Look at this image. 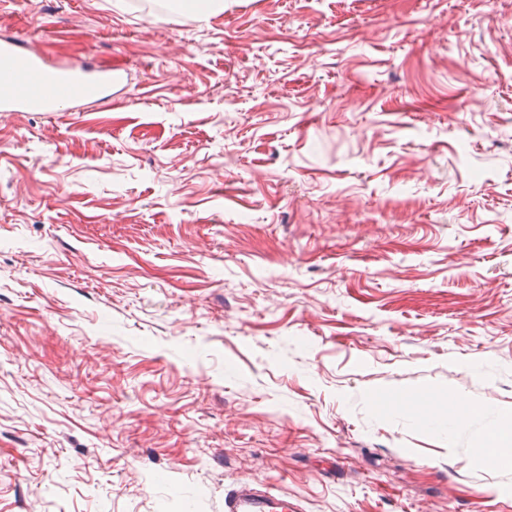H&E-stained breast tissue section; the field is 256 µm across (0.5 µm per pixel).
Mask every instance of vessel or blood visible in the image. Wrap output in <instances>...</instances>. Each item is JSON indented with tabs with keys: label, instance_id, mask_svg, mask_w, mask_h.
Returning a JSON list of instances; mask_svg holds the SVG:
<instances>
[{
	"label": "vessel or blood",
	"instance_id": "b4317fda",
	"mask_svg": "<svg viewBox=\"0 0 512 512\" xmlns=\"http://www.w3.org/2000/svg\"><path fill=\"white\" fill-rule=\"evenodd\" d=\"M0 112H56L61 104L99 101L123 82L119 73H97L81 64L47 62L19 40H0ZM298 504L275 485L242 483L224 498V512H298Z\"/></svg>",
	"mask_w": 512,
	"mask_h": 512
}]
</instances>
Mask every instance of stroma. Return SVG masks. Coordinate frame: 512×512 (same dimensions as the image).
<instances>
[{"label": "stroma", "instance_id": "1", "mask_svg": "<svg viewBox=\"0 0 512 512\" xmlns=\"http://www.w3.org/2000/svg\"><path fill=\"white\" fill-rule=\"evenodd\" d=\"M116 2L0 0L125 72L0 112V512H512V0ZM161 2L169 14L188 15L205 22L224 12V0H163ZM491 448L488 459L496 464L508 465L512 460V414L504 417L502 426L490 434ZM510 447V448H509ZM299 505L288 500V494L273 484L261 489L240 483L224 498L225 512H297Z\"/></svg>", "mask_w": 512, "mask_h": 512}]
</instances>
